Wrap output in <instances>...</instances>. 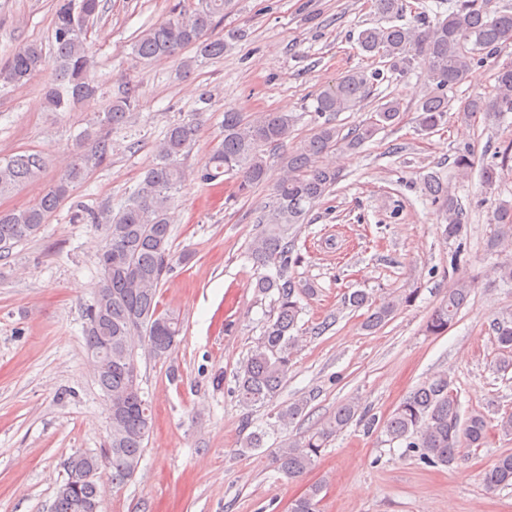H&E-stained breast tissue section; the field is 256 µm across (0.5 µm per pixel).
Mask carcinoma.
Here are the masks:
<instances>
[{
  "label": "carcinoma",
  "mask_w": 512,
  "mask_h": 512,
  "mask_svg": "<svg viewBox=\"0 0 512 512\" xmlns=\"http://www.w3.org/2000/svg\"><path fill=\"white\" fill-rule=\"evenodd\" d=\"M488 4L489 0H438L435 11L425 9L414 20L400 24L403 0H373L375 10L389 25L361 30L358 46L370 57L385 59L387 69L400 77L422 62L431 86L417 108L422 130L432 131L442 124L451 109L447 91L467 79L472 66L479 62L477 55L493 56L512 43V12L492 10ZM230 5L231 0H197L188 8L176 6L167 19L134 37L132 55L143 61L179 58L191 49L194 56L182 61L184 69L201 60L223 56L227 40L239 39L242 34L234 30L225 38H213L209 32ZM444 5L447 9L443 11ZM99 13L100 0H56L51 54H46L37 42L27 43L0 68L1 82L19 86L45 67L54 66L58 82L43 90L48 112H69L78 105L104 103L64 157L56 181L28 204L0 211V259L37 237L48 218L69 198L73 187L86 178L92 167L109 159L111 132L137 117L136 88L126 87L113 96L95 77L88 33ZM381 79L383 71L379 69L350 70L315 95L316 128L284 158L283 173L255 216L261 230L248 245L247 259L257 270L275 269L273 274L259 275L255 288L262 295H276V311L235 373L234 393L247 408L269 403L292 370V350L297 342L294 331L301 313L299 295L309 294L313 288L298 287L288 277V270L295 263L288 231L307 221L312 209L342 180L341 169L324 163L323 156L354 152L378 131L401 120L402 103L392 97L377 105L367 122L346 134L333 123L339 113L363 103ZM495 80L493 96L476 94L460 111L481 112L493 119L512 112V63L500 67ZM297 121L291 112H260L246 117L239 110L228 108L224 110L222 140L190 173L182 160L195 146L200 127L198 113L190 112L166 128L152 164L122 207L77 215L81 221L104 225L106 231L105 246L97 262V287L93 300L83 309V333L98 385L111 403L109 444L99 456L78 454L67 460V476L76 475L78 479L73 483L67 480L59 488L53 512H84L85 503L102 505L98 480H81L79 476L108 469L112 485L118 486L131 479L141 463L152 411L141 396L137 350L145 345L154 356L164 357L183 331L178 317L160 310L157 300L162 281L173 267L170 209L175 195L191 178L211 184L226 175L237 180L239 193L252 192L268 180L265 149L283 146ZM45 168V158L27 150L0 159V196L12 193L20 184L40 180ZM423 185L425 196L441 212L442 234L448 240L461 239L465 224L448 183L431 173L424 177ZM473 283L470 278H461L448 290L428 318L429 333L448 331L466 305ZM415 298L414 292L398 294L377 304L369 301L367 293L355 291L345 303L368 308L363 326L372 331ZM493 330L500 346L495 370L506 374L512 370V312L495 319ZM109 341L110 349L101 351ZM100 351L103 356L95 358ZM305 407L302 400L288 404L277 412L276 422L282 426L293 423ZM358 413L359 402H345L304 441L290 442L275 450L277 472L291 480L308 473L329 439L347 428ZM382 428L388 442L416 450L428 464L448 467L463 457V449L484 446L488 420L481 412L461 417L453 381L443 372L430 377L403 400ZM484 483L490 490L512 486V453L502 454L494 461L484 472ZM321 492V484L308 485L290 512H319Z\"/></svg>",
  "instance_id": "cac0c4a2"
}]
</instances>
